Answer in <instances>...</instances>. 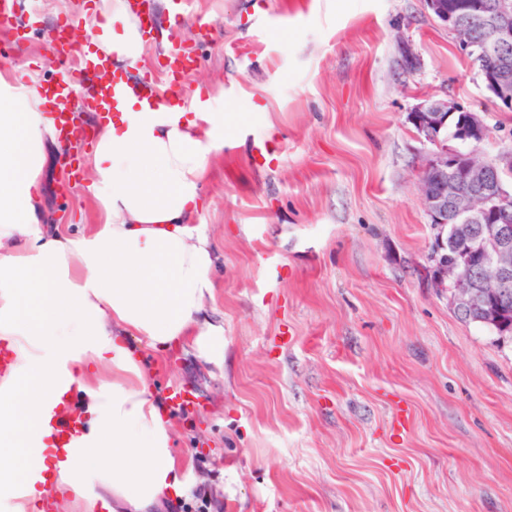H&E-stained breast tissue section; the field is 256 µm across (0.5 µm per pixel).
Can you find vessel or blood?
Instances as JSON below:
<instances>
[{
    "label": "vessel or blood",
    "mask_w": 512,
    "mask_h": 512,
    "mask_svg": "<svg viewBox=\"0 0 512 512\" xmlns=\"http://www.w3.org/2000/svg\"><path fill=\"white\" fill-rule=\"evenodd\" d=\"M129 14L137 21L144 37L158 50V72L131 73L113 57L86 48L74 41L72 17H59L55 36L47 50L58 63L60 76L54 82H40L35 90L42 98L54 124L71 178H79L81 151L94 146L97 133L84 113L100 118L119 114L128 103L144 112H164L176 116L182 108L194 106L206 110V94L186 84L200 63V50L217 35L215 22L195 20L197 39L182 41L175 31L164 28L158 18L155 0H127Z\"/></svg>",
    "instance_id": "obj_1"
}]
</instances>
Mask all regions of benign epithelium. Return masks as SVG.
<instances>
[{
    "label": "benign epithelium",
    "mask_w": 512,
    "mask_h": 512,
    "mask_svg": "<svg viewBox=\"0 0 512 512\" xmlns=\"http://www.w3.org/2000/svg\"><path fill=\"white\" fill-rule=\"evenodd\" d=\"M434 16L459 36L462 53L490 55L512 45V0H426ZM481 27L484 38L460 37L462 18ZM493 101L512 111V68L504 64L480 73ZM458 118L456 137L469 146L464 156L443 144L441 132ZM410 119L419 136L437 147L420 168L423 207L439 232L431 256L433 280L454 314L512 335V224L499 218L509 192L493 173L512 171V151L489 160L482 145L489 128L453 99H426Z\"/></svg>",
    "instance_id": "7a95c632"
}]
</instances>
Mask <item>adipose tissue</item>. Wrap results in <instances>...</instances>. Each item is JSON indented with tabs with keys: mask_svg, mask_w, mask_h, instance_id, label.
Here are the masks:
<instances>
[{
	"mask_svg": "<svg viewBox=\"0 0 512 512\" xmlns=\"http://www.w3.org/2000/svg\"><path fill=\"white\" fill-rule=\"evenodd\" d=\"M76 26L117 61L135 64L144 50L123 0H104ZM54 138L35 89L0 78V345L13 355L0 370V496L10 512H41L47 496L69 494L92 512H155L185 483L173 423L133 344L163 352L190 342L224 364V323L209 314L217 256L197 222L224 115L170 119L130 106L102 123L87 160L99 220L80 235L40 220ZM63 413L79 420L65 446L53 427ZM32 458L42 475H29Z\"/></svg>",
	"mask_w": 512,
	"mask_h": 512,
	"instance_id": "1",
	"label": "adipose tissue"
}]
</instances>
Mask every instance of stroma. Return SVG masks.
<instances>
[{"label":"stroma","instance_id":"obj_1","mask_svg":"<svg viewBox=\"0 0 512 512\" xmlns=\"http://www.w3.org/2000/svg\"><path fill=\"white\" fill-rule=\"evenodd\" d=\"M88 0H21L13 85L54 80V21ZM219 26L190 85L223 106L202 185L218 255L224 367L192 346L143 354L159 401L176 383V464L209 512H512V342L437 293V231L420 197L410 120L452 98L512 149L478 69L425 0H193ZM272 140L273 165L251 159ZM42 221L97 219L89 175L49 153ZM168 399L175 410H186L200 404L194 389L182 384H176L170 389Z\"/></svg>","mask_w":512,"mask_h":512}]
</instances>
